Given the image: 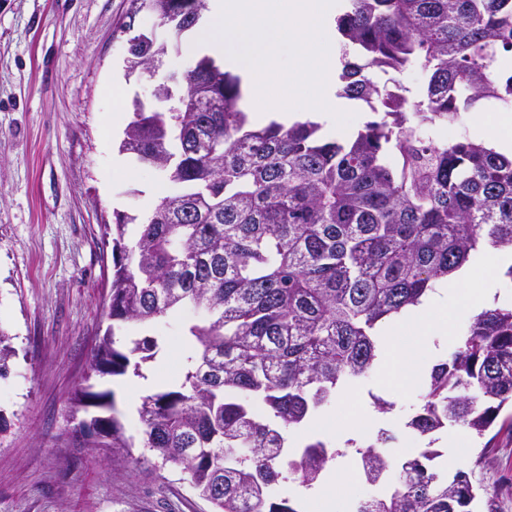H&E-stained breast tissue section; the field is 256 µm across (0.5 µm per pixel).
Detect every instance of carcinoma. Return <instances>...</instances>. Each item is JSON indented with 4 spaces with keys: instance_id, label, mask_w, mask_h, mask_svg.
Returning <instances> with one entry per match:
<instances>
[{
    "instance_id": "1",
    "label": "carcinoma",
    "mask_w": 512,
    "mask_h": 512,
    "mask_svg": "<svg viewBox=\"0 0 512 512\" xmlns=\"http://www.w3.org/2000/svg\"><path fill=\"white\" fill-rule=\"evenodd\" d=\"M179 0H131L166 29L156 45L128 39L130 68L154 74V58L177 45L205 9ZM340 95L368 99L380 114L350 143L320 125L275 121L246 128L241 80L204 56L190 66L184 98L164 112H137L119 149L165 175L172 191L142 222L115 213L112 324L72 398L99 415L75 433L88 448L132 457L114 394L93 378L143 376L158 338L144 329L190 304L197 344L181 381L142 398L143 447L180 468L215 512H299L272 486L284 466L313 484L340 450L321 440L283 463L280 428L302 424L337 390L367 375L383 346L379 322L420 303L485 242L512 248V158L469 137L433 130L463 121L486 101L512 109V0H345ZM418 66L417 97L376 80ZM14 354L0 332V377ZM512 403V305L474 315L456 351L433 364L423 404L407 427L427 440L400 461L387 496L350 512H474L483 485L445 476L433 461L436 434L459 425L485 435ZM264 405L269 414L254 411ZM382 431L358 450L366 481L391 467Z\"/></svg>"
}]
</instances>
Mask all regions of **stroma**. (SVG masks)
<instances>
[{"mask_svg": "<svg viewBox=\"0 0 512 512\" xmlns=\"http://www.w3.org/2000/svg\"><path fill=\"white\" fill-rule=\"evenodd\" d=\"M156 30L130 0H0V331L15 351L0 378V512H213L180 469L161 467L136 446L132 459L79 445L72 428L85 419L71 398L108 325L112 245L106 224L120 211L145 218L170 192L163 174L119 150L135 100L156 81L198 58L194 43L207 19L184 33L155 76L127 74L122 28ZM199 313L185 306L156 320L161 349L142 376L107 377L129 435L139 436L138 401L175 386L187 365V328ZM313 416V438L340 449L320 478L303 486L288 475L277 486L299 512H348L351 503L389 490L390 468L377 486L360 469L356 447L392 431L407 455L423 441L405 423L426 392L425 377L389 381L379 371L357 379ZM393 409L364 422L349 417L373 397ZM491 444L451 426L439 434L437 465L473 473L496 512H512V427L494 423ZM356 447H348V440ZM140 465H133V458ZM347 469L344 495L325 500L333 471Z\"/></svg>", "mask_w": 512, "mask_h": 512, "instance_id": "obj_1", "label": "stroma"}]
</instances>
